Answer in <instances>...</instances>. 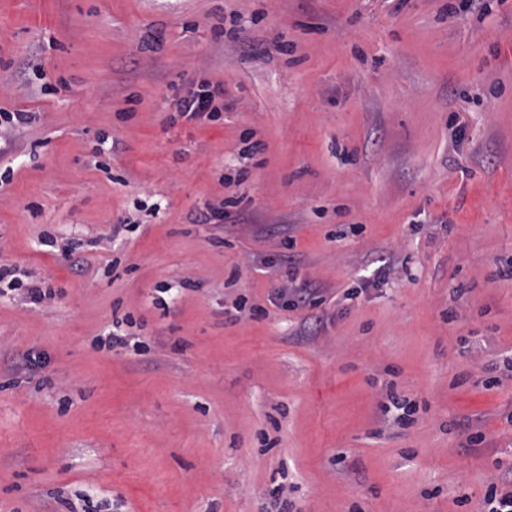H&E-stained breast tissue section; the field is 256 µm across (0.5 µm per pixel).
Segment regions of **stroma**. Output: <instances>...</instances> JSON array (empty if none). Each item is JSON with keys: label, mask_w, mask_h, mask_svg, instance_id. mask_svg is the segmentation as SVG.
Segmentation results:
<instances>
[{"label": "stroma", "mask_w": 512, "mask_h": 512, "mask_svg": "<svg viewBox=\"0 0 512 512\" xmlns=\"http://www.w3.org/2000/svg\"><path fill=\"white\" fill-rule=\"evenodd\" d=\"M461 3L0 0V113L34 115L0 264L51 294L0 296V512H481L512 472V0ZM202 81L219 119L180 117Z\"/></svg>", "instance_id": "stroma-1"}]
</instances>
